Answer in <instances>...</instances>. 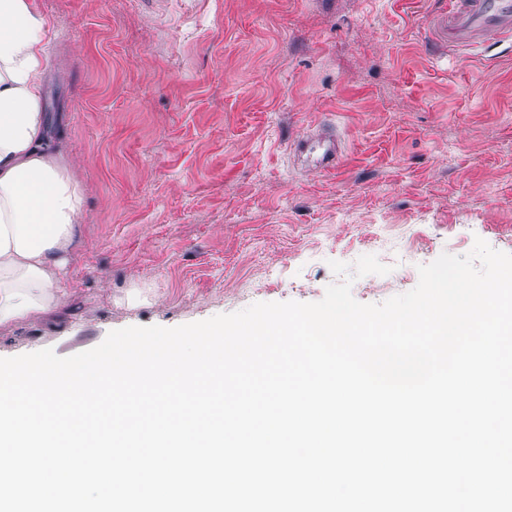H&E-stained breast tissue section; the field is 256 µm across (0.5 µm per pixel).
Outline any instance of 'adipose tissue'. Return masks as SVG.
Masks as SVG:
<instances>
[{
	"label": "adipose tissue",
	"instance_id": "ef3b65f1",
	"mask_svg": "<svg viewBox=\"0 0 512 512\" xmlns=\"http://www.w3.org/2000/svg\"><path fill=\"white\" fill-rule=\"evenodd\" d=\"M47 43L34 0H0V326L67 304L61 271L83 216L84 190L48 126Z\"/></svg>",
	"mask_w": 512,
	"mask_h": 512
}]
</instances>
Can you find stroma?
I'll return each instance as SVG.
<instances>
[{
  "label": "stroma",
  "mask_w": 512,
  "mask_h": 512,
  "mask_svg": "<svg viewBox=\"0 0 512 512\" xmlns=\"http://www.w3.org/2000/svg\"><path fill=\"white\" fill-rule=\"evenodd\" d=\"M47 104L85 188L55 318L0 357H68L127 326L317 302L331 262L379 304L419 266L512 254V47L448 50L444 0H34ZM334 127L343 162L295 157Z\"/></svg>",
  "instance_id": "obj_1"
}]
</instances>
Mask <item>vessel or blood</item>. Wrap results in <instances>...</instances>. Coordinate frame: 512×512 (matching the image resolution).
<instances>
[{
	"mask_svg": "<svg viewBox=\"0 0 512 512\" xmlns=\"http://www.w3.org/2000/svg\"><path fill=\"white\" fill-rule=\"evenodd\" d=\"M443 26L452 51L512 43V0H448Z\"/></svg>",
	"mask_w": 512,
	"mask_h": 512,
	"instance_id": "obj_1",
	"label": "vessel or blood"
}]
</instances>
